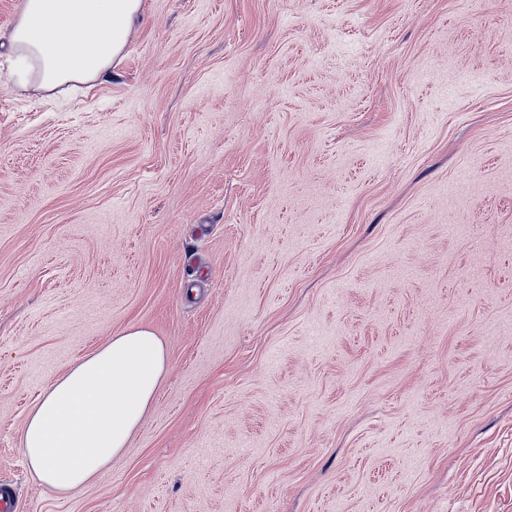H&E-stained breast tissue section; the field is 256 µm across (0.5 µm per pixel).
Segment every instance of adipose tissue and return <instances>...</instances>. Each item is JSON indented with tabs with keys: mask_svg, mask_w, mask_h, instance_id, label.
<instances>
[{
	"mask_svg": "<svg viewBox=\"0 0 512 512\" xmlns=\"http://www.w3.org/2000/svg\"><path fill=\"white\" fill-rule=\"evenodd\" d=\"M141 7L142 0H21L7 40L17 84L55 98L109 81ZM167 372L163 341L144 327L76 358L27 415L20 445L35 480L65 498L110 469Z\"/></svg>",
	"mask_w": 512,
	"mask_h": 512,
	"instance_id": "ef3b65f1",
	"label": "adipose tissue"
}]
</instances>
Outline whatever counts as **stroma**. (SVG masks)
I'll return each mask as SVG.
<instances>
[{"mask_svg":"<svg viewBox=\"0 0 512 512\" xmlns=\"http://www.w3.org/2000/svg\"><path fill=\"white\" fill-rule=\"evenodd\" d=\"M0 57V483L20 512H512V0H144L110 82ZM169 369L66 499L75 357ZM163 341L130 326L76 358L29 411L21 450L35 480L65 498L112 467L168 372Z\"/></svg>","mask_w":512,"mask_h":512,"instance_id":"1","label":"stroma"}]
</instances>
